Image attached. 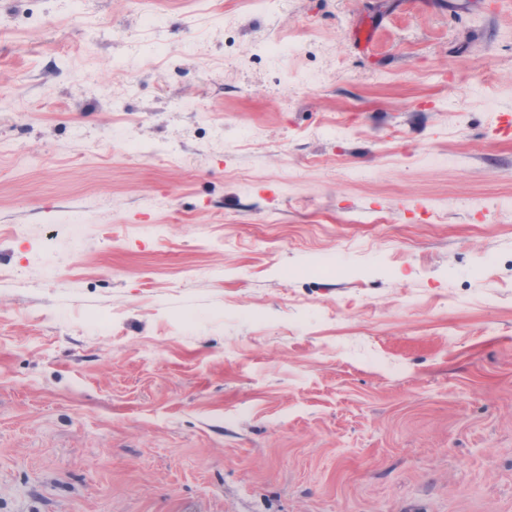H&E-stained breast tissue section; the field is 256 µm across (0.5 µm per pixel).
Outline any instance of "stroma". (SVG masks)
Segmentation results:
<instances>
[{
  "mask_svg": "<svg viewBox=\"0 0 512 512\" xmlns=\"http://www.w3.org/2000/svg\"><path fill=\"white\" fill-rule=\"evenodd\" d=\"M26 7L0 512H512V0Z\"/></svg>",
  "mask_w": 512,
  "mask_h": 512,
  "instance_id": "1",
  "label": "stroma"
}]
</instances>
